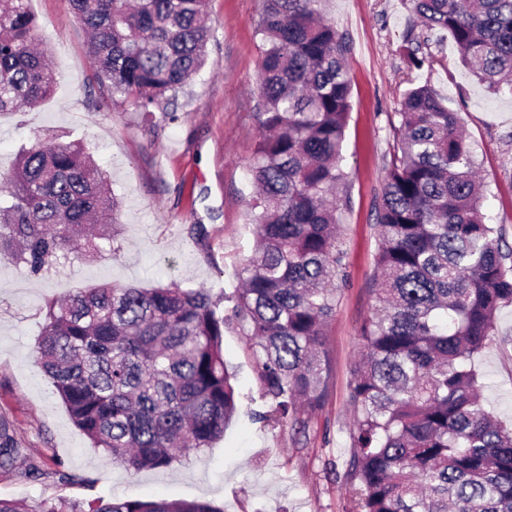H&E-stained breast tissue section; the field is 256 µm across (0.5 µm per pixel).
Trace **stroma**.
Wrapping results in <instances>:
<instances>
[{
    "instance_id": "35a3bbf8",
    "label": "stroma",
    "mask_w": 512,
    "mask_h": 512,
    "mask_svg": "<svg viewBox=\"0 0 512 512\" xmlns=\"http://www.w3.org/2000/svg\"><path fill=\"white\" fill-rule=\"evenodd\" d=\"M39 37L52 55L53 94L39 107L0 115V176L21 147L65 135L83 141L111 177L120 203L115 251L54 263L41 274L0 258V421L21 453L0 468V498L26 504L96 498L204 500L220 512H351L342 477L350 458L354 373L364 358L361 329L376 311L378 239L374 230L384 167L395 140L406 74L431 85L458 112L484 178L486 221L512 249V93L489 94L458 60L444 32H426L410 0H322L350 46L352 110L346 129L340 247L345 279L326 327L327 395L307 427L271 428L252 353L237 329L224 333V361L242 395L238 413L211 448L170 467L129 472L91 447L75 427L32 350L49 301L104 282L151 288L172 282L212 293L238 287L252 254L247 166L260 136L259 55L254 23L260 0H208V64L167 109L145 117L126 103L99 105L87 62L88 37L69 0H30ZM438 60L409 71L407 50ZM499 340L476 363L485 409L512 424V305L497 314ZM44 460L41 475L30 462ZM79 475L61 481L59 471Z\"/></svg>"
}]
</instances>
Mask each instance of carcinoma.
I'll return each mask as SVG.
<instances>
[{"instance_id": "carcinoma-1", "label": "carcinoma", "mask_w": 512, "mask_h": 512, "mask_svg": "<svg viewBox=\"0 0 512 512\" xmlns=\"http://www.w3.org/2000/svg\"><path fill=\"white\" fill-rule=\"evenodd\" d=\"M29 0H0V114L53 92L35 49ZM91 36L107 97L150 116L205 65L207 0H69ZM321 0H261L256 104L261 135L249 163L259 247L242 287L215 296L177 283L102 284L51 303L33 348L74 425L127 470L169 467L224 436L240 393L224 362L233 324L252 349L268 425L306 429L302 409L326 396L324 336L341 266L338 207L352 82L348 46ZM426 29L447 32L492 94L512 89V0H412ZM396 149L377 210L365 351L350 396L344 475L353 512H512V426L485 410L474 357L496 340L512 304V251L485 222L476 162L459 113L428 84L404 94ZM0 202V257L39 274L61 256L113 245L119 203L83 142L19 150ZM232 307L224 309V303ZM19 453L0 423V464ZM0 512H74L66 504ZM87 512H220L206 501L98 498Z\"/></svg>"}]
</instances>
